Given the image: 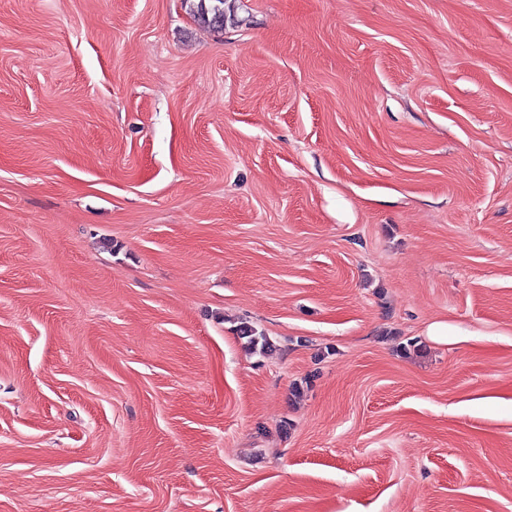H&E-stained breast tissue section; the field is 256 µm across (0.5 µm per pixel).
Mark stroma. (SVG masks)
<instances>
[{"instance_id": "stroma-1", "label": "stroma", "mask_w": 512, "mask_h": 512, "mask_svg": "<svg viewBox=\"0 0 512 512\" xmlns=\"http://www.w3.org/2000/svg\"><path fill=\"white\" fill-rule=\"evenodd\" d=\"M234 16L0 0V512H512V0Z\"/></svg>"}]
</instances>
